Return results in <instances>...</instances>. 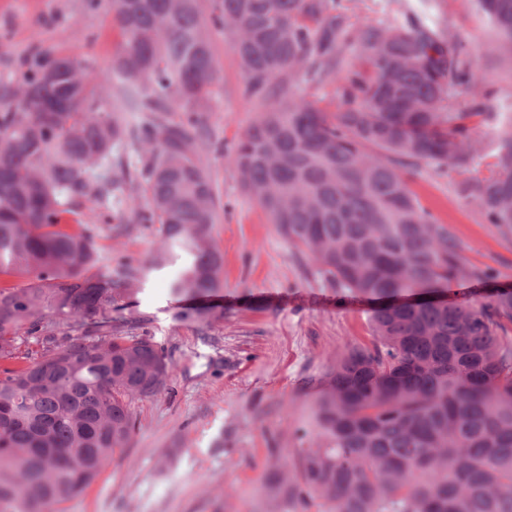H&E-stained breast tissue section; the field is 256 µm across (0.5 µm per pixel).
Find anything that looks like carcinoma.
I'll return each instance as SVG.
<instances>
[{
    "mask_svg": "<svg viewBox=\"0 0 512 512\" xmlns=\"http://www.w3.org/2000/svg\"><path fill=\"white\" fill-rule=\"evenodd\" d=\"M512 47V0H477ZM121 45L88 79L75 55L46 56L0 112V512H44L83 492L134 427L130 402L170 366L112 317L143 269L100 264L95 225L70 223L85 197L118 224H157L153 264L185 261L172 293L202 302L224 287L211 237L219 198L200 152V113L224 34L243 93L264 104L227 151L244 189L288 245L332 286L370 305L372 338L347 349L313 406L312 435L265 482L296 512H512V290L464 303L457 281L487 282L448 225L409 187L421 162L465 168L469 111H450L476 73L435 27L409 19L350 33L338 0H112ZM349 68L328 115L296 94ZM139 113L128 124L111 102ZM494 176L461 192L512 240V131Z\"/></svg>",
    "mask_w": 512,
    "mask_h": 512,
    "instance_id": "cac0c4a2",
    "label": "carcinoma"
}]
</instances>
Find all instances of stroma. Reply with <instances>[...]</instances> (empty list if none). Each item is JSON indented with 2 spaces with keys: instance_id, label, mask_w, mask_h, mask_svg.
<instances>
[{
  "instance_id": "stroma-1",
  "label": "stroma",
  "mask_w": 512,
  "mask_h": 512,
  "mask_svg": "<svg viewBox=\"0 0 512 512\" xmlns=\"http://www.w3.org/2000/svg\"><path fill=\"white\" fill-rule=\"evenodd\" d=\"M339 5L352 29L410 18L436 25L478 69L482 113L470 122L477 154L464 169L420 163L410 188L448 224L468 263L491 269L489 282L466 285V300L512 286V240L459 192L464 180L494 175L497 140L512 129V50L476 0ZM120 44L112 0H0V111L21 71L42 55L79 56L94 79L111 67ZM214 54L212 98L201 115L213 146L202 162L220 198L212 237L224 254V287L210 300L209 321L186 320L196 302L169 288L179 259L151 266L154 225H117L95 199L81 200L80 212L97 226L102 263L146 267L130 309L133 333L162 348L171 374L160 391L132 400L135 426L125 447L64 512H286L287 503L261 493L267 473L300 447L297 430L310 421L337 358L371 340L368 304L320 278L242 189L224 151L256 122L259 105L243 95V75L223 35L214 37Z\"/></svg>"
}]
</instances>
